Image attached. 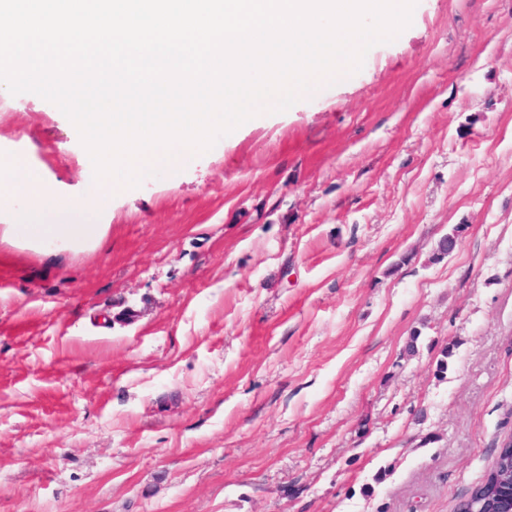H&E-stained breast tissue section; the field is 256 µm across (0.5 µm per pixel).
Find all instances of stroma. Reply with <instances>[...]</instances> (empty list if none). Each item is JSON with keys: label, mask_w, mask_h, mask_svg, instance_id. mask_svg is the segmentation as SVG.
I'll use <instances>...</instances> for the list:
<instances>
[{"label": "stroma", "mask_w": 512, "mask_h": 512, "mask_svg": "<svg viewBox=\"0 0 512 512\" xmlns=\"http://www.w3.org/2000/svg\"><path fill=\"white\" fill-rule=\"evenodd\" d=\"M0 153L94 183L33 93ZM91 221L0 230V512H454L512 433V0H417Z\"/></svg>", "instance_id": "1"}]
</instances>
